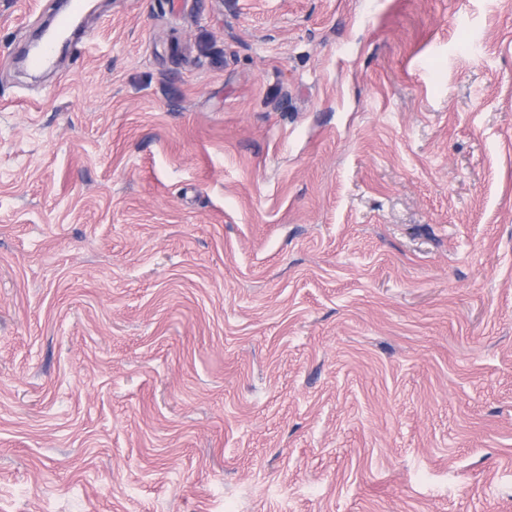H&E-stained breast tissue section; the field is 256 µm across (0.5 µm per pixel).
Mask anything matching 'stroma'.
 Instances as JSON below:
<instances>
[{
	"instance_id": "35a3bbf8",
	"label": "stroma",
	"mask_w": 512,
	"mask_h": 512,
	"mask_svg": "<svg viewBox=\"0 0 512 512\" xmlns=\"http://www.w3.org/2000/svg\"><path fill=\"white\" fill-rule=\"evenodd\" d=\"M0 0V512H512V0Z\"/></svg>"
}]
</instances>
